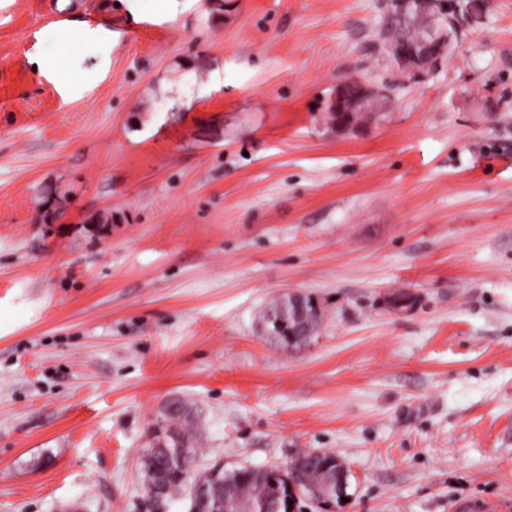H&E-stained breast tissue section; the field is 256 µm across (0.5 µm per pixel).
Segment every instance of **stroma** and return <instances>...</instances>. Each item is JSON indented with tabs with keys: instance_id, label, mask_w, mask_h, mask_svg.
Segmentation results:
<instances>
[{
	"instance_id": "35a3bbf8",
	"label": "stroma",
	"mask_w": 512,
	"mask_h": 512,
	"mask_svg": "<svg viewBox=\"0 0 512 512\" xmlns=\"http://www.w3.org/2000/svg\"><path fill=\"white\" fill-rule=\"evenodd\" d=\"M447 5L415 75L394 0H0V512H188L141 469L175 402L197 473L318 449L329 512H512V0ZM399 11L406 13L409 10L416 9L419 13L428 14L434 20H440L433 23V29L430 31L435 42L433 46L418 52L409 48H390L394 58L397 60L396 65L402 69H408L415 73L425 72L433 69L439 62L445 48L448 44V29L445 27L440 15L433 8L431 0H398ZM436 30H439L436 34ZM420 29L416 24V17L411 13L403 16H397L394 13L390 15L388 28L386 32V42L393 45L401 41L409 43H417L420 39ZM431 49V51H429ZM353 86L358 88V95L351 97L344 88H340L336 93L334 102V111L339 115L356 112L359 106L365 105L369 99L375 96V90L359 82H352ZM311 298L309 296H305L303 298V301L300 304V310H297L290 301L289 317L288 300L284 301L283 298H280L273 302L262 314V321L266 322L268 326V330L265 334L266 340L271 343L284 344L287 348L299 347L303 344H306V342L300 339V336L311 335L309 333L300 334V329L295 328L298 323L295 316L298 314L299 318L301 319V323L306 322L311 325L318 324L321 317L314 312L315 307L312 304ZM313 302L318 304L314 299ZM281 312L283 313L282 316L280 315ZM288 321H290L289 327L295 328L294 330L288 329ZM277 323H279L281 328L283 324H286L285 328L288 329L289 341L292 342L294 338L293 336H295V341L293 343L288 342L287 336H282L280 332H276L275 327ZM294 331L297 333V335L293 334Z\"/></svg>"
}]
</instances>
